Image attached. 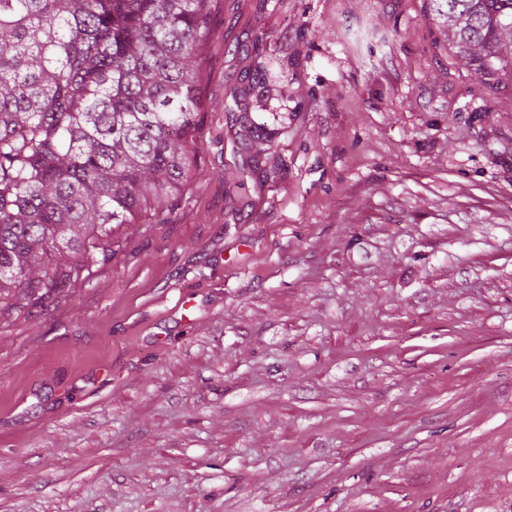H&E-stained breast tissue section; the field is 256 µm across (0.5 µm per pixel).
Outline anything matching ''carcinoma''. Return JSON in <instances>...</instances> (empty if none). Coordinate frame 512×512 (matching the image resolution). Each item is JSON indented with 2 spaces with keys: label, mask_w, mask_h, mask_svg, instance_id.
I'll return each mask as SVG.
<instances>
[{
  "label": "carcinoma",
  "mask_w": 512,
  "mask_h": 512,
  "mask_svg": "<svg viewBox=\"0 0 512 512\" xmlns=\"http://www.w3.org/2000/svg\"><path fill=\"white\" fill-rule=\"evenodd\" d=\"M207 2L0 0V300L79 278L112 225L193 175ZM428 2L475 73L512 80V0Z\"/></svg>",
  "instance_id": "obj_1"
}]
</instances>
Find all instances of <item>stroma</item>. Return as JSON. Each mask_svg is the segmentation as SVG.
Instances as JSON below:
<instances>
[{"label":"stroma","mask_w":512,"mask_h":512,"mask_svg":"<svg viewBox=\"0 0 512 512\" xmlns=\"http://www.w3.org/2000/svg\"><path fill=\"white\" fill-rule=\"evenodd\" d=\"M200 59L173 206L0 306V512H512V82L427 0H211Z\"/></svg>","instance_id":"35a3bbf8"}]
</instances>
